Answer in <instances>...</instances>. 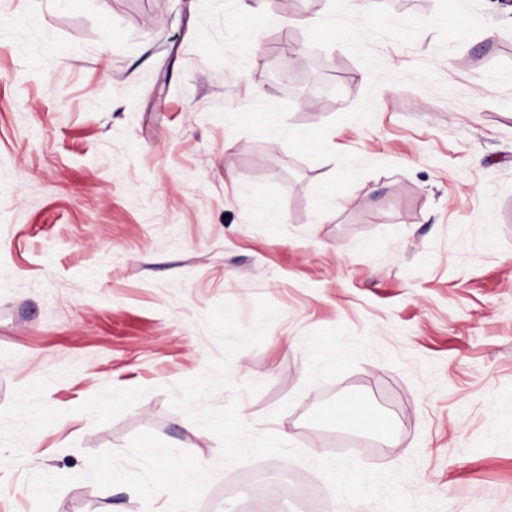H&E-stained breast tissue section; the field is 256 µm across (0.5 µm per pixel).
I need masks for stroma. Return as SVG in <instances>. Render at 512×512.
<instances>
[{
    "label": "stroma",
    "instance_id": "stroma-1",
    "mask_svg": "<svg viewBox=\"0 0 512 512\" xmlns=\"http://www.w3.org/2000/svg\"><path fill=\"white\" fill-rule=\"evenodd\" d=\"M327 0H0V512H35L32 475L73 476L54 512H167L83 480L85 456L137 433L217 463V438L173 410L178 382L221 357L201 324L233 302L280 311L231 377L256 430L306 454L346 429L359 397L395 421L358 459L412 467L441 512H512V0H481L488 30L450 52L434 31L371 47L312 46ZM297 51L298 91L271 56ZM429 66L437 84L396 81ZM329 92L304 100L308 86ZM373 118L344 120L365 93ZM289 127L376 165L313 211L337 169L221 114L254 95ZM281 216L270 223L262 201ZM339 363L319 362L322 345ZM293 476L337 504L311 464L267 457L218 472L197 512H247L239 483Z\"/></svg>",
    "mask_w": 512,
    "mask_h": 512
}]
</instances>
